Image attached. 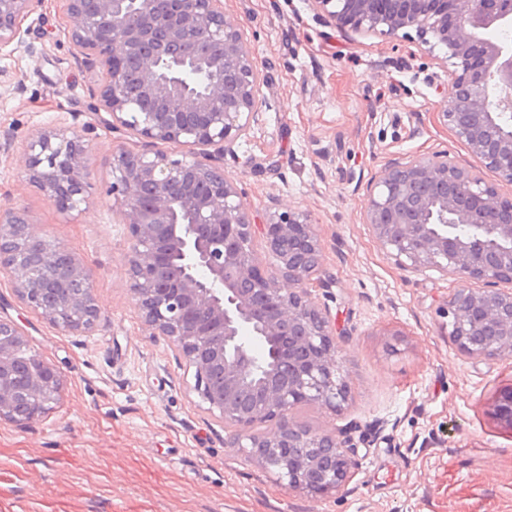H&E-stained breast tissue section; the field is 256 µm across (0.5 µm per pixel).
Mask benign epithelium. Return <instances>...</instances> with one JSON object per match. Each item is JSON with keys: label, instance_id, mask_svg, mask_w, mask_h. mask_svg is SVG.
I'll return each instance as SVG.
<instances>
[{"label": "benign epithelium", "instance_id": "7a95c632", "mask_svg": "<svg viewBox=\"0 0 512 512\" xmlns=\"http://www.w3.org/2000/svg\"><path fill=\"white\" fill-rule=\"evenodd\" d=\"M44 0H0V48ZM76 46L104 74L100 106L109 125L152 143L184 148L119 150L112 194L129 233L127 286L152 335L164 336L193 370L192 391L206 410L234 429L237 447L290 491L338 492L359 448L334 432L290 418L303 404L338 411L349 400L340 373L336 323L311 299L308 285L323 265L315 224L305 211L269 213L260 225L277 266L254 247L249 206L224 172L258 112V63L240 29L224 18L223 0H63ZM326 23L365 35L413 29L444 51L452 93L437 104L443 122L489 171L512 184V45L486 38L512 29V0H307ZM202 69L206 86L177 73ZM87 147L68 127L43 130L27 145L23 173L58 212L77 216L92 190ZM207 183L200 193L197 185ZM365 219L398 264L437 270L459 283L448 313L465 355H512V199L447 154L391 163L374 176ZM466 225L467 235L453 226ZM0 276L18 298L58 330L92 331L102 310L93 272L76 254L37 233L27 211L0 205ZM288 282L283 287L282 282ZM61 372L31 350L21 326L0 316V421L42 418L61 389ZM490 415L512 430V387ZM276 430L256 433L258 423Z\"/></svg>", "mask_w": 512, "mask_h": 512}]
</instances>
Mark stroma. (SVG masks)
I'll return each instance as SVG.
<instances>
[{"label": "stroma", "instance_id": "1", "mask_svg": "<svg viewBox=\"0 0 512 512\" xmlns=\"http://www.w3.org/2000/svg\"><path fill=\"white\" fill-rule=\"evenodd\" d=\"M224 16L263 74L258 117L224 170L256 223L273 208L315 219L324 263L311 297L336 323L351 391L339 412L301 405L292 417L350 429L358 465L338 494L288 490L235 447L191 392L184 360L141 323L109 189L113 154L145 142L106 128L101 71L73 43L62 0H45L0 49V204L24 206L40 233L89 264L103 315L87 335L61 332L0 277V315L62 376L39 421L0 422V512H512V431L488 411L512 386V356L463 355L447 314L456 282L397 265L364 215L381 168L435 154L512 198L438 112L450 66L416 33L330 26L306 0H224ZM54 126L88 145L94 190L73 220L22 172L26 142Z\"/></svg>", "mask_w": 512, "mask_h": 512}]
</instances>
